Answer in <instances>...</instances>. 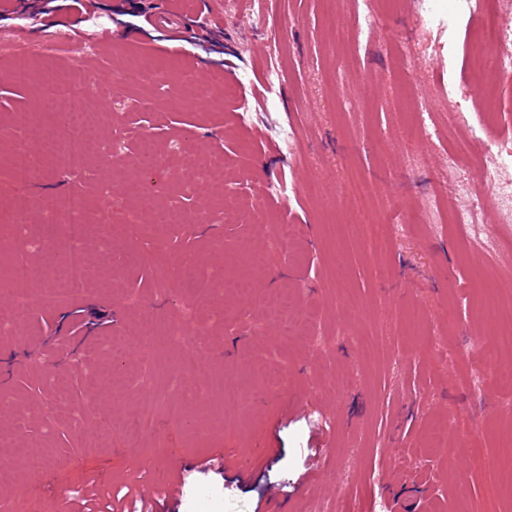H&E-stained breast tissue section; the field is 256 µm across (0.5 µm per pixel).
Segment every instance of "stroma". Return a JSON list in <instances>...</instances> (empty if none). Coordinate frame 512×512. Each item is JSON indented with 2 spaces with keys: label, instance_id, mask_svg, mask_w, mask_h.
<instances>
[{
  "label": "stroma",
  "instance_id": "1",
  "mask_svg": "<svg viewBox=\"0 0 512 512\" xmlns=\"http://www.w3.org/2000/svg\"><path fill=\"white\" fill-rule=\"evenodd\" d=\"M166 2L41 0L35 13L0 0V236L18 243L0 251V306L17 298L14 261L36 271L28 321L0 335V505L80 512L92 482L97 508L117 512L126 487L143 488L145 512H343L351 498L366 512H512L498 470L512 387L495 377L512 344L470 310L512 301V212L483 188L490 150L472 137L491 112L512 143V67L487 100L461 54L471 29L512 22V0H483L453 31L451 0H191L178 41L147 22ZM23 27L37 67L73 71L105 118L84 165L59 174L41 155L19 184L16 159L57 130L46 89L12 79ZM131 58L158 78L126 76ZM452 105L471 129L449 130ZM415 108L429 132L411 141ZM457 148L474 157L464 190L448 185ZM478 187L491 250L411 223L469 206ZM73 194L89 202L90 286L46 307L66 246L48 221ZM368 206L391 227L380 248L361 228ZM185 268L202 288L181 286ZM426 457L446 497L413 476ZM161 477L183 478L182 493L155 491Z\"/></svg>",
  "mask_w": 512,
  "mask_h": 512
}]
</instances>
